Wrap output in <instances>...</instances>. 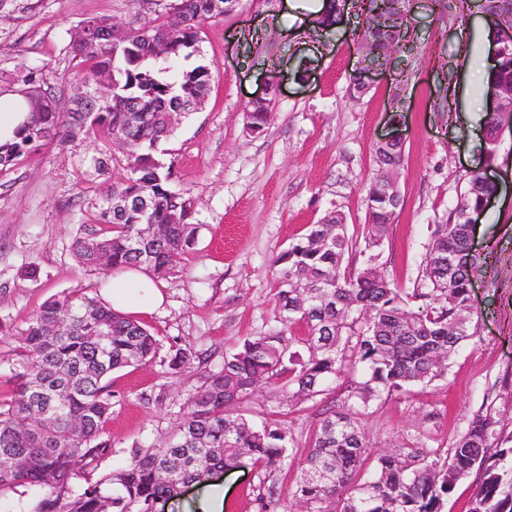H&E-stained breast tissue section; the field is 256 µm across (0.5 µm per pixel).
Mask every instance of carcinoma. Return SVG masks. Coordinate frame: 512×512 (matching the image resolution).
Wrapping results in <instances>:
<instances>
[{
    "label": "carcinoma",
    "instance_id": "cac0c4a2",
    "mask_svg": "<svg viewBox=\"0 0 512 512\" xmlns=\"http://www.w3.org/2000/svg\"><path fill=\"white\" fill-rule=\"evenodd\" d=\"M357 4L366 16L360 38L371 64L388 57L389 45L399 52L407 48V19L398 0ZM481 8L493 38L512 27V0H484ZM170 9L180 19L174 28L161 16L122 27L105 18L84 21L70 53L103 78L105 104L80 87L62 107L32 69L22 77L29 120L16 141L0 145L2 168L47 142L65 145L81 134L109 146L122 143L126 175L93 203L99 228L77 235L72 249L81 264L96 267L93 247L100 246L109 255L106 269L138 267L155 282L171 274L172 255L189 253L197 238L192 201L170 189V167L155 147L204 102L212 72L200 30L206 20L224 16V0H172ZM191 57L190 68L167 75L169 62ZM488 82L512 87V45H503ZM511 125L512 112L489 114L487 162L497 154V130ZM376 156L379 175L368 190L362 235L351 232L336 210L310 225L274 260L277 325L245 337L224 355L220 370L189 395L159 444L132 448L126 464L104 475L98 469L112 444L103 429L116 406L105 380L115 370L151 362L161 344L141 322L81 288L47 301L20 333L11 359L17 390L0 402V496L26 489L29 512H152L185 484L243 456L265 471L284 462L293 442L287 429L255 425L239 413L261 385L286 381L289 402L297 406L353 372L360 380L348 381L341 405L323 409L300 480L285 494L265 488L258 495L261 512H277L285 499L305 512H442L473 469L481 483L469 512H512V434H504L503 413L493 401L452 447L408 445L380 455L375 468L365 470L371 444L361 419L372 402L444 378L453 355L477 335L469 306L477 258L463 266L453 259L467 247L464 214L495 191L483 173L470 174L448 222L435 226L423 287L405 292L377 265L398 209L384 197V173L401 162L402 151L378 148ZM142 199L149 209L135 222L124 206ZM63 308L81 318L67 335H48L45 327ZM208 358L173 344L168 367L177 373Z\"/></svg>",
    "mask_w": 512,
    "mask_h": 512
}]
</instances>
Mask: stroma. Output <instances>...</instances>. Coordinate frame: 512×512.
<instances>
[{
  "instance_id": "1",
  "label": "stroma",
  "mask_w": 512,
  "mask_h": 512,
  "mask_svg": "<svg viewBox=\"0 0 512 512\" xmlns=\"http://www.w3.org/2000/svg\"><path fill=\"white\" fill-rule=\"evenodd\" d=\"M170 0H0V95L21 92L38 70L42 87L67 100L84 74L69 44L91 18L144 22L165 14ZM469 0L464 15L448 0H406L411 49L374 66L357 35L365 17L354 8L321 29L303 0H237L232 11L201 27L213 78L201 110L191 113L158 153L171 166L170 186L193 202L194 250L158 283L162 304L138 319L163 349L149 364L113 372L108 390L119 403L104 431L112 453L103 469L128 459L132 447L158 444L175 426L205 371L173 373L171 344L235 350L279 316L273 259L329 211L355 231L366 223V188L378 173L377 144L403 141L396 171L400 206L387 229L379 263L395 287L420 285L436 225L460 202L473 170L484 168L487 85L471 80L494 46L490 20ZM469 27V39L459 31ZM366 84L352 91L353 80ZM277 85L263 132L246 129L245 109ZM100 141L78 138L43 145L0 171V358L12 353L31 316L76 288L102 293L111 273L80 265L75 236L90 225L91 202L106 195L122 167L95 173ZM498 192L475 233L480 262L472 274L478 334L453 357L446 379L374 401L362 420L373 455L419 438L449 448L491 392L512 418V133L503 132L493 162ZM329 391L293 406L277 386L256 391L242 407L254 422L275 421L294 445L280 468L253 466L221 477L227 512H258L263 483L293 485Z\"/></svg>"
}]
</instances>
